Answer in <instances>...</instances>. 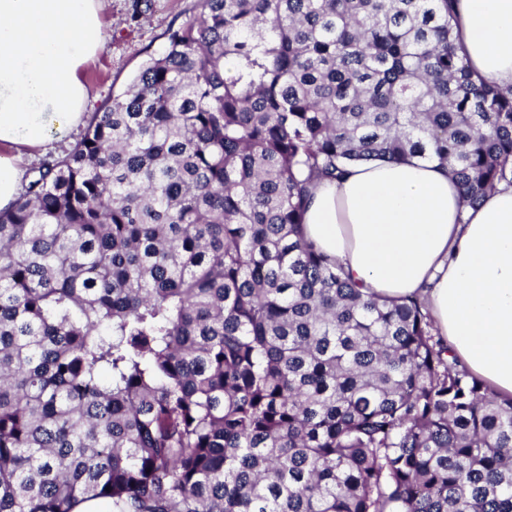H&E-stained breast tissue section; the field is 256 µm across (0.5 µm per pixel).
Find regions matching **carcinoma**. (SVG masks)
Listing matches in <instances>:
<instances>
[{
	"label": "carcinoma",
	"instance_id": "cac0c4a2",
	"mask_svg": "<svg viewBox=\"0 0 512 512\" xmlns=\"http://www.w3.org/2000/svg\"><path fill=\"white\" fill-rule=\"evenodd\" d=\"M455 0H200L0 211V512H512V399L303 235L316 185L512 186Z\"/></svg>",
	"mask_w": 512,
	"mask_h": 512
}]
</instances>
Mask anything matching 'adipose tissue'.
I'll return each instance as SVG.
<instances>
[{
  "label": "adipose tissue",
  "instance_id": "1",
  "mask_svg": "<svg viewBox=\"0 0 512 512\" xmlns=\"http://www.w3.org/2000/svg\"><path fill=\"white\" fill-rule=\"evenodd\" d=\"M106 0H0V210L18 197L24 151L68 142L93 97ZM474 75L512 88V0H457ZM304 236L365 291L428 307L453 356L512 398V186L468 205L446 166L409 159L348 166L320 185Z\"/></svg>",
  "mask_w": 512,
  "mask_h": 512
}]
</instances>
